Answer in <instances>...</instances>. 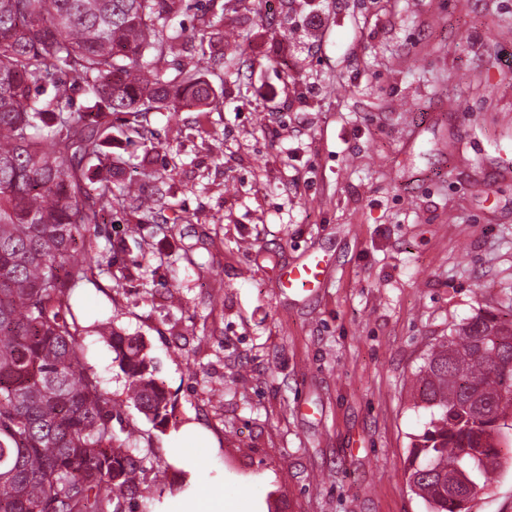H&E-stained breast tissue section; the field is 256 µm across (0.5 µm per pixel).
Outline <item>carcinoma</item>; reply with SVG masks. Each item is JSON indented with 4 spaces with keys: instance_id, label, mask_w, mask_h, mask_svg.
<instances>
[{
    "instance_id": "1",
    "label": "carcinoma",
    "mask_w": 512,
    "mask_h": 512,
    "mask_svg": "<svg viewBox=\"0 0 512 512\" xmlns=\"http://www.w3.org/2000/svg\"><path fill=\"white\" fill-rule=\"evenodd\" d=\"M180 0H0V512H119L153 470L150 451L127 432L113 446L111 398L85 371L84 326L71 304L102 263L76 249L96 210L153 200L113 182L102 147L112 116L147 132V114L219 105L208 67L175 64L167 34ZM86 104L71 111V86ZM107 339L126 375L128 398L147 418H165L168 398L144 340ZM419 397L430 411L411 443L407 484L429 512H471L474 494L450 476L467 448L501 467L512 437V321L480 311L428 355Z\"/></svg>"
}]
</instances>
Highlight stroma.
<instances>
[{"instance_id": "35a3bbf8", "label": "stroma", "mask_w": 512, "mask_h": 512, "mask_svg": "<svg viewBox=\"0 0 512 512\" xmlns=\"http://www.w3.org/2000/svg\"><path fill=\"white\" fill-rule=\"evenodd\" d=\"M172 26L180 63L210 45L223 107L149 113L141 139L115 124L106 150L152 172L156 218L133 236L131 207L108 209L77 239L105 264L74 292L85 368L152 452L144 495L428 512L405 476L419 369L479 311L512 320V0H182ZM314 256L322 287L288 292ZM106 322L147 343L166 421L131 407ZM501 455L472 512H512Z\"/></svg>"}]
</instances>
